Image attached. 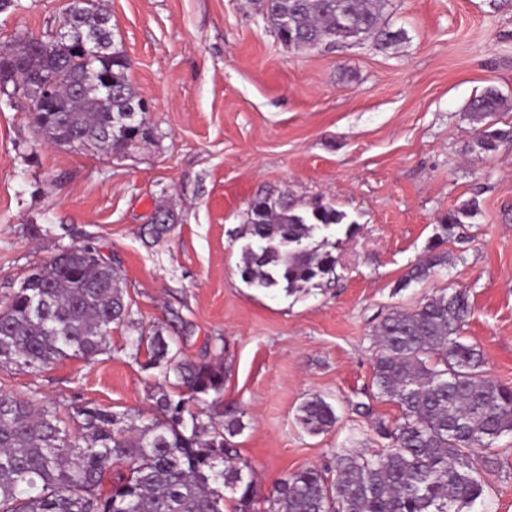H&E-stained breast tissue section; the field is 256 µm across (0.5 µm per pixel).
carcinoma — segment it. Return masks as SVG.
<instances>
[{"label": "carcinoma", "instance_id": "1", "mask_svg": "<svg viewBox=\"0 0 512 512\" xmlns=\"http://www.w3.org/2000/svg\"><path fill=\"white\" fill-rule=\"evenodd\" d=\"M388 0H268L265 21L288 47L310 50L373 38L382 47L404 38L382 26ZM109 15L100 7L64 13L67 40L44 45L18 37L0 57V87L28 80L14 92L42 94L41 78L55 81L57 110L32 114L43 140L65 145L82 137L97 151L121 155L146 139L141 97L128 78L130 62L115 46ZM93 34L97 53L81 55L78 40ZM109 77L112 91L104 89ZM512 100L486 88L467 108L476 146L492 152L512 144V125L498 126ZM476 204L441 219L435 244L402 278L403 286L448 265L438 245L455 235ZM330 204L302 207L287 193L254 198L241 237L242 280L252 288L288 294L335 273L336 243L324 232L346 223ZM95 247L73 248L33 272L0 304V362L45 369L67 357L86 360L106 350L112 325L129 315L117 268L91 258ZM470 313L466 291L453 289L412 310L393 309L376 327L375 395L400 409L396 422L374 421L388 449L366 456L336 454L335 478L318 468L292 472L266 497L268 512H463L483 494L479 459L512 434V386L487 375L480 352L461 341ZM180 337L159 329L131 339L145 366L174 377L148 397L150 417L84 405L63 416L53 404L0 390V512H224V489L235 512H252L259 495L252 472L236 463L231 438L242 413L224 406V363L182 355ZM297 421L312 435L337 422L320 395L305 400Z\"/></svg>", "mask_w": 512, "mask_h": 512}]
</instances>
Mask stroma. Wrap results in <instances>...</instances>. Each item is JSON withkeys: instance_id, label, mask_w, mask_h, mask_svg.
<instances>
[{"instance_id": "1", "label": "stroma", "mask_w": 512, "mask_h": 512, "mask_svg": "<svg viewBox=\"0 0 512 512\" xmlns=\"http://www.w3.org/2000/svg\"><path fill=\"white\" fill-rule=\"evenodd\" d=\"M129 79L147 102L148 141L125 154L58 147L35 132L20 98L0 95V302L61 249L91 242L119 269L131 311L93 361L45 370L0 364V390L54 403L149 410L161 383L129 340L162 329L184 356L221 355L224 403L243 411L235 439L261 491L342 448L385 446L373 419L374 328L390 309L466 289L463 340L496 381L512 385V146L475 145L468 103L493 86L512 98V5L490 0H389L383 19L405 36L300 52L280 43L253 0H102ZM63 0H19L0 13V45L42 37ZM288 192L332 204L356 223L332 226L334 280L288 295L248 287L236 234L249 202ZM477 204L443 248L450 261L401 287L441 216ZM173 215L153 231L158 209ZM336 409L310 435L299 406ZM475 512H512V434L493 445ZM334 407L320 395H313L298 408L297 421L312 435L328 432L337 422Z\"/></svg>"}]
</instances>
